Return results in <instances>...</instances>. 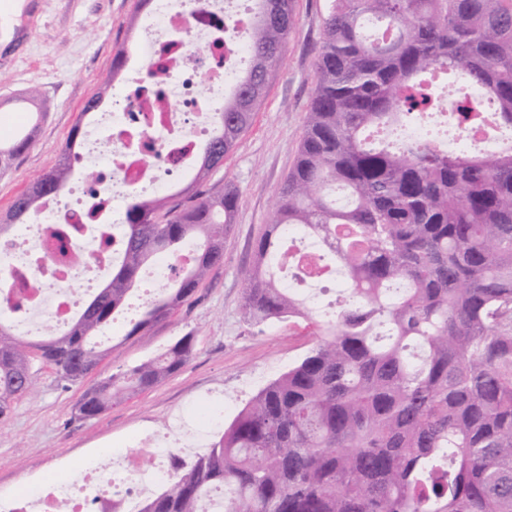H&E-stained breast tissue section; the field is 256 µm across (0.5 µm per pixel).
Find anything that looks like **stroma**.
Listing matches in <instances>:
<instances>
[{
  "instance_id": "35a3bbf8",
  "label": "stroma",
  "mask_w": 512,
  "mask_h": 512,
  "mask_svg": "<svg viewBox=\"0 0 512 512\" xmlns=\"http://www.w3.org/2000/svg\"><path fill=\"white\" fill-rule=\"evenodd\" d=\"M329 0H294L295 26L279 67L251 126L212 177V187L237 189L235 221L224 259L195 295L165 320L140 333L131 328L148 302L144 290L129 296L101 340L109 356L84 380H62L39 358V337H28L35 389L19 397L0 423V495L12 496L105 469L113 453L132 447L142 432L166 433L172 413L194 418L204 402L218 409L220 425L207 428L217 441L244 405L308 351V337L294 325L246 323L240 314L245 284L240 271L254 259V246L273 212L275 197L291 169L314 89L323 17ZM147 0H0V106L9 112L0 140L38 123L36 136L5 173H0V214L14 197L57 163L73 128L88 129L83 105L105 76L113 81L103 102L120 95L133 66L134 48ZM120 67H113L116 52ZM38 90L43 116L26 110L24 97ZM194 354L159 385L115 401L94 419L75 413L83 393L112 374L164 352L185 335Z\"/></svg>"
}]
</instances>
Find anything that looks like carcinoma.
I'll use <instances>...</instances> for the list:
<instances>
[{
    "instance_id": "cac0c4a2",
    "label": "carcinoma",
    "mask_w": 512,
    "mask_h": 512,
    "mask_svg": "<svg viewBox=\"0 0 512 512\" xmlns=\"http://www.w3.org/2000/svg\"><path fill=\"white\" fill-rule=\"evenodd\" d=\"M250 62L197 154L195 189L139 200L125 213L111 279L62 330L45 325L44 363L65 381L110 350L103 336L152 257L194 247L173 287L148 302L132 332L188 301L224 257L239 194L204 188L265 94L294 25L292 0H254ZM455 99L460 121L512 134V0H331L315 89L293 169L272 221L242 270V318H301L306 355L260 389L221 438L186 462L139 512H512V149L448 150L408 133ZM37 126L8 145L0 169ZM71 150L30 184L0 235L69 185ZM321 249L343 277L334 319L281 285L286 228ZM0 318V420L32 390L27 344ZM187 335L161 355L88 389L91 419L151 389L191 358Z\"/></svg>"
}]
</instances>
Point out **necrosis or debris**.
I'll list each match as a JSON object with an SVG mask.
<instances>
[{
    "label": "necrosis or debris",
    "mask_w": 512,
    "mask_h": 512,
    "mask_svg": "<svg viewBox=\"0 0 512 512\" xmlns=\"http://www.w3.org/2000/svg\"><path fill=\"white\" fill-rule=\"evenodd\" d=\"M250 0H156L136 42L147 67L126 86L119 100L97 114L86 135L81 163L97 179L81 183L77 200H47L34 223L18 235L0 239V294L20 308L12 320L27 335L43 320L66 324L80 308L86 284L117 260L122 238L123 201L180 180L198 147L212 132L248 62L246 33ZM454 102L434 120L451 130L450 145L480 144L492 150L490 127L461 124ZM104 226L81 271L66 254L89 228ZM159 436L138 438L133 450L113 457L100 471L49 484L34 494L0 497V512H137L140 498L168 482Z\"/></svg>",
    "instance_id": "4bbe7bcc"
}]
</instances>
